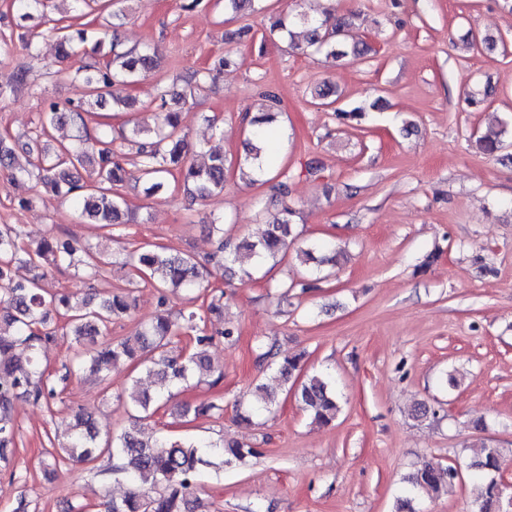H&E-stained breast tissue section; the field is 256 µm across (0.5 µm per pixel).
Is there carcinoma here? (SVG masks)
Segmentation results:
<instances>
[{
    "mask_svg": "<svg viewBox=\"0 0 512 512\" xmlns=\"http://www.w3.org/2000/svg\"><path fill=\"white\" fill-rule=\"evenodd\" d=\"M260 0H224V7L235 14L245 15L258 10ZM13 7L22 19H29L44 7V0H13ZM306 29V47L333 58L359 59L371 47L356 38L352 16L338 13L334 7L320 14L306 13L277 18L272 31L281 33L280 40L288 49L297 50L293 28ZM104 38L85 29L59 33L62 59L71 63L74 79L83 84L85 96L62 107L49 102L43 112L41 127L35 137L24 143L0 138V173L16 181L37 172V178L58 196L72 200L86 223L99 229L118 224H130L135 217L129 210L122 189L130 181L142 185L145 196L151 197L179 185L200 200L224 193V183L230 162L220 150L206 152V161L197 164L193 149L180 129V112L168 107L166 88H159L160 100L154 126H142L133 119L136 100L125 94L138 73L154 67L151 50L125 49L112 40L111 58L100 65L79 64V54H99ZM228 58L214 61L213 67L197 70L184 80L179 101L195 97L201 83L224 69ZM262 112L251 119L252 141L244 160L237 164L241 178L249 184L270 182L269 171L261 159L264 140L270 133L265 125L272 122L274 110L280 104L278 95L265 90ZM112 103L115 116H123L121 136L137 146L139 164L136 172L128 171L112 150V136L99 127L88 128V122L98 113L95 107ZM72 124L85 132L78 145L59 142L55 149L40 145V138L52 136V131ZM28 155L27 165L16 163L15 147ZM84 170L88 178L74 176ZM272 183L271 200L278 205L277 213L260 237L252 241L241 239L235 246L224 243V217L213 218L211 227L221 238L209 263L223 269L224 261L241 263L252 259L261 264L278 263L288 255L293 244V218L296 210L287 203L288 178L283 172ZM301 262L336 263V252L321 242L297 253ZM21 264L35 274L18 278L14 266ZM112 264L107 251L85 241L73 242L49 235L37 243H27L15 224H0V460L8 459L16 427L12 417L14 400L24 398L34 404H49L56 395L50 376L42 368L41 354L57 335L71 337L74 356L59 377L62 383L73 378L84 362L93 372L107 380L112 365L130 360L136 366L154 374L164 391L150 395L132 381L125 391L127 404L136 412L132 427L103 438L95 424V412L81 408L73 415L70 431L58 448L48 453L46 467L65 462L90 465L95 475L107 480L124 481L129 491L120 498L104 503V512H201L196 496L205 473H219L227 465L258 455V449L247 442L204 443L180 435L158 437L149 429V420L171 397V389L195 379L209 378L215 386L223 380V371L215 367L207 350L217 340L231 342L237 329L231 325L217 332L201 327L212 318L224 316V291L212 285L214 274L202 269V264L187 254H172L161 247L145 243L123 254L121 265L135 271L138 283L158 292L159 312L131 337L112 340L107 333L112 320L126 315L131 309L132 289L119 286L98 303L87 297L45 288V266L65 267L99 274ZM197 291L207 296L201 311L168 309L169 295ZM186 338L180 347L181 338ZM262 359L277 366L283 382L289 385L303 410L313 421L328 425L339 411L336 386L327 375H302V355L278 358L276 344H261ZM218 405L200 402L181 408L179 416H208ZM504 455L498 448L484 446L474 457L470 512H512L499 489L495 474L500 471ZM456 480L454 467L446 468L429 462L405 478L407 496L398 499L399 512L409 509L411 496L424 492L438 498Z\"/></svg>",
    "mask_w": 512,
    "mask_h": 512,
    "instance_id": "cac0c4a2",
    "label": "carcinoma"
}]
</instances>
